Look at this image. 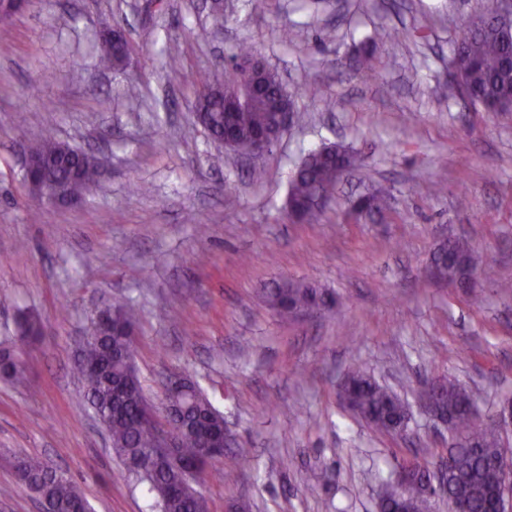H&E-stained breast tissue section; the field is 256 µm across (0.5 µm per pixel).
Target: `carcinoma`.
Returning <instances> with one entry per match:
<instances>
[{"label":"carcinoma","instance_id":"cac0c4a2","mask_svg":"<svg viewBox=\"0 0 512 512\" xmlns=\"http://www.w3.org/2000/svg\"><path fill=\"white\" fill-rule=\"evenodd\" d=\"M129 43L113 46L104 42L99 46V63L114 67L130 54ZM512 13L497 11L482 13L469 19L462 27L456 43L453 67L456 86L452 90L472 105L486 112H497L499 107L512 102ZM185 82L197 93V111L201 121L213 133H224V124L231 121L235 144L241 152L250 150L256 133L271 121L280 101L286 94L279 74L271 69L264 87L248 89L243 70L226 68L222 73L190 72ZM224 92L236 94L247 91V99L238 110L226 117L224 99L211 96L216 86ZM65 144L48 135L29 147L47 163L45 179L34 193L49 200L61 192L81 193L93 185L99 175L96 160L86 152L79 154L64 150ZM353 169L357 158L349 149L337 145L332 152L318 149L309 152L301 161L289 182L285 209L299 222L316 217L314 201L330 198L336 184L344 175L340 165ZM389 194L376 189L358 196L348 204V212L360 218L372 219L387 210ZM482 255L464 241H455L446 249L435 252L432 276L467 289L471 303L479 306L483 295L470 283L474 275L484 270ZM269 301L280 317H294L299 307L325 308L333 302L329 292L304 283H289L274 288ZM137 311L127 301L110 306L107 320L99 323L94 340L83 348L84 359L99 365L110 377L127 380L123 397L112 402L106 385L86 384L85 398L99 421L109 430L112 451L124 462H140L136 473L147 483V491L161 507L162 512H207V502L201 494L182 496L177 492L185 481L184 464L204 455L203 444L208 441L206 429H217L224 421L223 414L213 405L199 385L188 379L187 392L179 397L188 423L181 439V457L176 462L158 463L151 457L154 434L142 425L144 391L132 359L114 358L112 352L134 350ZM24 368L13 349L0 348V375L5 378L22 377ZM441 403L453 427L463 436V443L452 446L444 493L450 499L467 502L470 512H491L497 494L500 471L491 459L503 450L498 431L490 425L479 424L467 409L468 391L454 380L440 385ZM344 393L357 413L375 428L387 431L399 417L404 401L394 392L378 384L363 370L355 368L346 376ZM26 486L45 501L51 512H76L89 501L70 476H59L41 459L22 455Z\"/></svg>","mask_w":512,"mask_h":512}]
</instances>
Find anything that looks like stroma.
<instances>
[{
    "label": "stroma",
    "instance_id": "obj_1",
    "mask_svg": "<svg viewBox=\"0 0 512 512\" xmlns=\"http://www.w3.org/2000/svg\"><path fill=\"white\" fill-rule=\"evenodd\" d=\"M494 5L224 0L218 16L208 0H28L0 22V343L26 370L0 380V512H41L18 454L71 475L95 512H160L113 454L77 372L80 339L119 298L137 308L134 364L152 408L168 374L190 376L236 438L193 483L208 512L237 500L250 512H378L402 467L434 472L448 454L447 424L421 404L429 383L458 380L482 420L497 419L512 399V292L501 289L512 283V112L474 109L450 90L463 24ZM113 26L133 53L104 70L97 35ZM391 28L405 38L383 40ZM244 43L300 112L257 158L210 139L183 79L222 71ZM366 47L371 78L351 65ZM46 134L103 169L80 203L48 211L22 169L23 146ZM333 144L361 167L317 221H290L296 165ZM379 184L390 212L346 218L348 197ZM447 237L487 260L481 306L430 276ZM288 281L336 302L282 320L266 295ZM27 314L42 332L22 342ZM354 367L408 403L404 431L378 430L342 401Z\"/></svg>",
    "mask_w": 512,
    "mask_h": 512
}]
</instances>
